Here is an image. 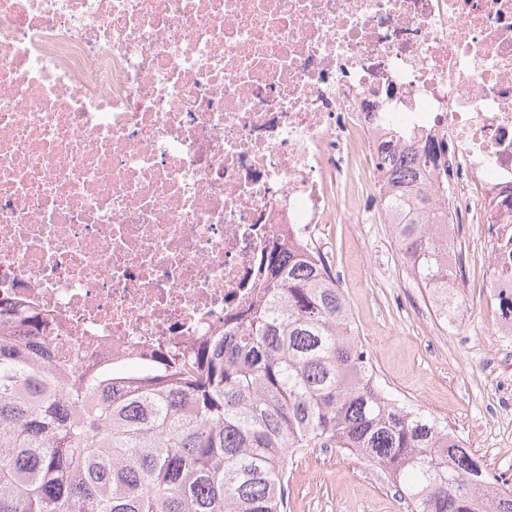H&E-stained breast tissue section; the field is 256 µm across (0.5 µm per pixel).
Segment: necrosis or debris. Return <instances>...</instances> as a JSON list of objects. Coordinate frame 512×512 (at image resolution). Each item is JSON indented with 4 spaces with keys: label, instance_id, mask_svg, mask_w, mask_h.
<instances>
[{
    "label": "necrosis or debris",
    "instance_id": "obj_1",
    "mask_svg": "<svg viewBox=\"0 0 512 512\" xmlns=\"http://www.w3.org/2000/svg\"><path fill=\"white\" fill-rule=\"evenodd\" d=\"M381 144L436 150L418 321L476 288L512 352V0H0V299L118 372L223 335L270 247L371 223Z\"/></svg>",
    "mask_w": 512,
    "mask_h": 512
}]
</instances>
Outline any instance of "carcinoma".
<instances>
[{
	"label": "carcinoma",
	"mask_w": 512,
	"mask_h": 512,
	"mask_svg": "<svg viewBox=\"0 0 512 512\" xmlns=\"http://www.w3.org/2000/svg\"><path fill=\"white\" fill-rule=\"evenodd\" d=\"M389 194L423 171L387 156ZM401 249L428 292L448 280L423 225ZM263 304L224 335L143 371L57 355L45 313L0 305V512H288L302 448H344L386 470L408 512H512L484 462L374 381L347 303L322 265L274 249Z\"/></svg>",
	"instance_id": "obj_1"
}]
</instances>
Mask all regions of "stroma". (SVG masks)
Returning <instances> with one entry per match:
<instances>
[{
    "label": "stroma",
    "instance_id": "1",
    "mask_svg": "<svg viewBox=\"0 0 512 512\" xmlns=\"http://www.w3.org/2000/svg\"><path fill=\"white\" fill-rule=\"evenodd\" d=\"M334 262L351 288L347 302L364 350L379 381L395 396L426 413L447 416L450 425L468 430L469 447L489 472L512 488V424L495 421L486 400L493 381L471 385L466 370L471 359L491 347V319L479 295L461 309V324L447 352L448 367L439 369L431 338L402 310L395 289L403 284L417 302L428 292L406 266L397 246L389 248L386 278L371 272L377 248L386 240L380 225L367 227L353 242L344 224L331 225ZM290 512H407L386 474L345 450L310 448L297 453L286 475Z\"/></svg>",
    "mask_w": 512,
    "mask_h": 512
}]
</instances>
